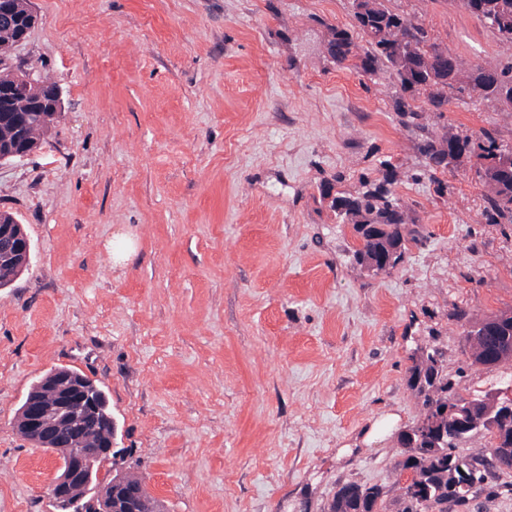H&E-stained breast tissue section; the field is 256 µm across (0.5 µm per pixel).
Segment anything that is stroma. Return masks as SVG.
I'll list each match as a JSON object with an SVG mask.
<instances>
[{"label": "stroma", "mask_w": 512, "mask_h": 512, "mask_svg": "<svg viewBox=\"0 0 512 512\" xmlns=\"http://www.w3.org/2000/svg\"><path fill=\"white\" fill-rule=\"evenodd\" d=\"M12 68L55 83L38 151L0 161V212L32 245L0 288V512H55L61 459L15 428L55 368L104 386L117 456L163 512H329L337 487L385 486L421 405L420 347L464 397L512 383L471 365L460 323L512 309V224L490 223L470 158L428 174L430 133L512 146V106L449 91L443 111L387 67L336 64L353 0H30ZM468 64L502 68L464 0H389ZM419 112L404 126L399 108ZM391 175L418 236L375 274L334 208ZM135 253L112 264V238Z\"/></svg>", "instance_id": "1"}]
</instances>
